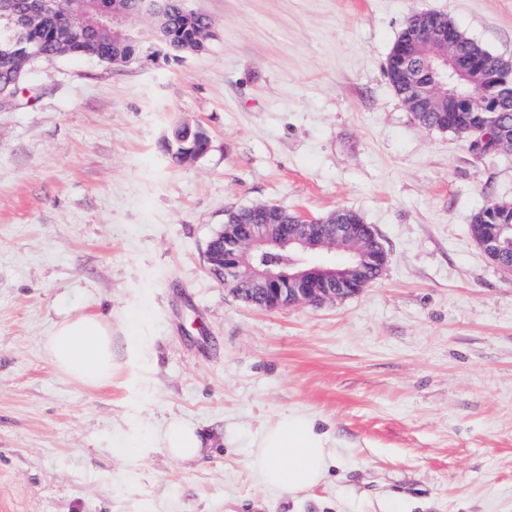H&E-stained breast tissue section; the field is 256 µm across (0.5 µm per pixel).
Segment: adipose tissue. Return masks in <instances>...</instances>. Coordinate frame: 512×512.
<instances>
[{"label":"adipose tissue","instance_id":"adipose-tissue-1","mask_svg":"<svg viewBox=\"0 0 512 512\" xmlns=\"http://www.w3.org/2000/svg\"><path fill=\"white\" fill-rule=\"evenodd\" d=\"M45 351L58 372L90 388L112 378V324L99 315H78L59 324L45 340ZM125 448L159 447L173 458L201 456L204 439L194 424L173 416L144 438L125 439ZM328 436L314 419L288 412L268 422L254 443L250 465L270 490L294 493L321 484L327 474Z\"/></svg>","mask_w":512,"mask_h":512}]
</instances>
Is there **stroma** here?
<instances>
[{
    "instance_id": "stroma-1",
    "label": "stroma",
    "mask_w": 512,
    "mask_h": 512,
    "mask_svg": "<svg viewBox=\"0 0 512 512\" xmlns=\"http://www.w3.org/2000/svg\"><path fill=\"white\" fill-rule=\"evenodd\" d=\"M213 35L168 63L61 57L0 112V512H512V275L473 215L512 203V150L476 160L420 126L386 57L447 14L512 59V0H186ZM209 143L179 165V124ZM358 212L381 275L344 300L259 309L208 271L227 212ZM144 310L141 342L125 318ZM112 321V381L59 373L62 320ZM317 420L334 450L297 495L261 485L262 426ZM195 423L201 460L113 453L119 432ZM179 136L176 131H174L170 138L166 139L164 142V149L167 152V154L171 157V159L179 164H185L188 163L185 156L188 152L192 151L193 149L186 150L185 147H191V143L194 140H198L197 144H199V150H202L204 148V137L201 132H197L196 130L193 131L192 136L186 143H180L178 141ZM195 152V150H193Z\"/></svg>"
}]
</instances>
